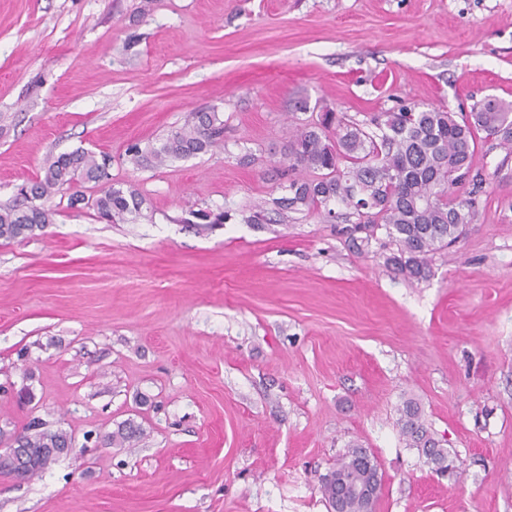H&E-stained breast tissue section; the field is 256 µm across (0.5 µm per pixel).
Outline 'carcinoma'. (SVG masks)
Instances as JSON below:
<instances>
[{"label":"carcinoma","instance_id":"obj_1","mask_svg":"<svg viewBox=\"0 0 512 512\" xmlns=\"http://www.w3.org/2000/svg\"><path fill=\"white\" fill-rule=\"evenodd\" d=\"M375 130L367 132L344 114L324 112L313 123L296 128L282 153L280 166L288 175L287 195L275 199L282 210L315 212L325 218L356 217V228L372 233L381 227L396 247L389 261L408 280L429 277L431 257L455 245L466 225L473 223L479 201L472 192L462 194L465 183L480 184L483 175L471 159L479 135L512 145V103L487 97L471 112L456 115L445 107L402 106L370 118ZM224 127L218 113L191 112L184 125L158 143L131 147L136 164L160 166L188 158L223 142ZM103 183L93 200L99 217L111 223L141 214L145 198L134 188L109 182L107 158L85 150L50 156L43 175L21 189L22 205L0 209V239L35 235L52 223L53 211L39 204L65 186ZM400 433L409 448L417 449L438 471L457 469L456 459L441 447L422 418L420 403L403 402L399 409ZM140 426L128 422L106 434L108 444L138 439ZM72 435L42 427L36 421L12 435L23 449V460L0 475L25 481L45 466L43 448H65ZM363 449L351 444L334 468L339 476L364 474Z\"/></svg>","mask_w":512,"mask_h":512}]
</instances>
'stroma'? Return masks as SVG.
<instances>
[{
    "label": "stroma",
    "instance_id": "1",
    "mask_svg": "<svg viewBox=\"0 0 512 512\" xmlns=\"http://www.w3.org/2000/svg\"><path fill=\"white\" fill-rule=\"evenodd\" d=\"M488 96L512 103V0H0V208L77 149L147 203L110 224L80 184L87 205L56 194L44 231L0 240V431L75 437L0 476V512H327L353 442L383 472L375 512H512V149L478 144V216L420 282L384 231L272 205L314 113ZM212 108L223 146L132 162ZM410 398L453 475L406 447ZM129 419L137 441L101 442Z\"/></svg>",
    "mask_w": 512,
    "mask_h": 512
}]
</instances>
